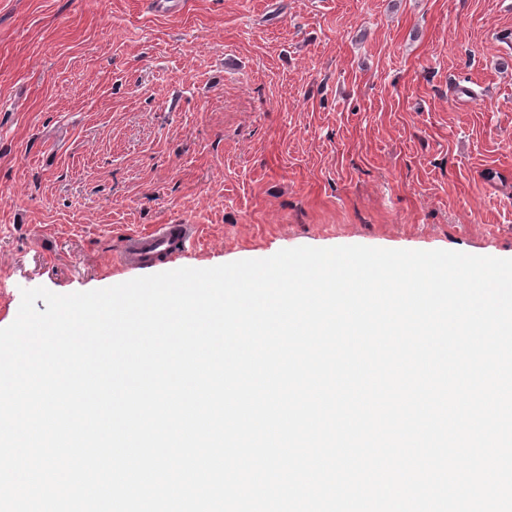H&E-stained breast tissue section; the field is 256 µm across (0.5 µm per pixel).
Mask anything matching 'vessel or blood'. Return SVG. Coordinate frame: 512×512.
I'll list each match as a JSON object with an SVG mask.
<instances>
[{
  "instance_id": "1",
  "label": "vessel or blood",
  "mask_w": 512,
  "mask_h": 512,
  "mask_svg": "<svg viewBox=\"0 0 512 512\" xmlns=\"http://www.w3.org/2000/svg\"><path fill=\"white\" fill-rule=\"evenodd\" d=\"M198 241V227L194 224H159L147 232L128 235L122 245L120 263L154 265L185 253Z\"/></svg>"
}]
</instances>
